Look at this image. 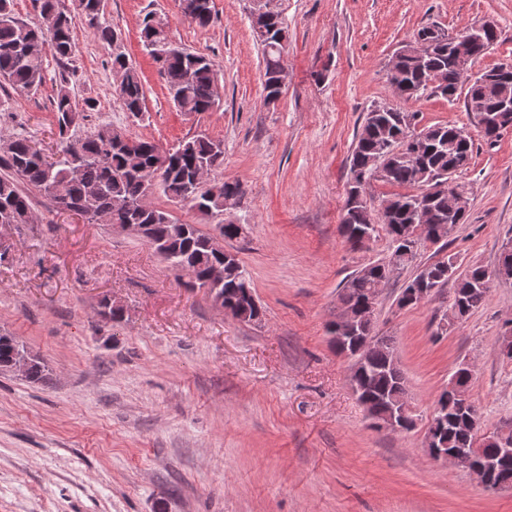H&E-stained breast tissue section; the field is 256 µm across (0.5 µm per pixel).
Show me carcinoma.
Returning a JSON list of instances; mask_svg holds the SVG:
<instances>
[{
    "label": "carcinoma",
    "mask_w": 512,
    "mask_h": 512,
    "mask_svg": "<svg viewBox=\"0 0 512 512\" xmlns=\"http://www.w3.org/2000/svg\"><path fill=\"white\" fill-rule=\"evenodd\" d=\"M191 21L199 27L210 24L213 0H190ZM77 15L82 17L92 33L107 45L118 40L111 20L103 11L102 0H75ZM40 23L29 24L18 19L13 11V0H0V78L21 91H36L45 81L44 55L35 54L31 47L45 41L48 51L60 63L74 54L73 18L62 0H40ZM269 37L260 42L266 103L281 96L277 82L280 66L281 41L288 39V31L278 11L269 8L265 14ZM499 32H486L475 40L471 51L479 60L497 41ZM143 46L160 66L170 98L181 112H207L220 100L218 65L209 57L176 46L168 32L145 19L141 30ZM112 71L118 77L115 92L130 117L138 119L145 110V91L141 74L123 52L111 57ZM495 66L476 76L461 75L455 57L448 48L438 46L430 62L421 65L411 59L395 65L393 81L402 87L413 88L411 98L418 100L434 93L444 98L454 97L466 88V110L483 103L486 110L495 106L482 101V83ZM90 106L72 95L65 79L51 96V107L60 143L59 154L48 159L26 136L12 138L0 155V224H27L32 200L26 189H35L49 196L57 208L80 216L89 211L111 213L114 224H144L148 237L156 243L155 251L178 272L186 274L190 288L211 292L213 288L224 294L225 303L233 316L251 306L254 289L251 280L237 256L224 259L223 240L238 237V228L232 223L216 224L220 237L203 231L197 224H186L174 218L165 209L149 203L160 193L167 200L183 203L203 216L218 215L224 211V194L235 193L241 185L225 181L216 193L194 184L196 170L206 165L214 170L224 165L223 143L206 135H196L162 150L159 144L128 135L110 124L99 125L80 139L72 138L68 114ZM416 113L391 107L383 112L368 111L357 131L356 142L349 161L350 173L364 167L379 151L402 146L415 125ZM427 138L414 158L397 162L387 175L379 180L391 185L407 187L408 193L395 194L383 200L381 209L388 212L382 221L367 205L365 189L349 187L341 233L353 250L361 248L359 241L366 234L373 238L378 224H383L389 237L390 253L386 260L369 263L356 271L342 284L341 312L356 313L372 290L389 280L391 273L412 265L418 252L427 243L436 244L439 238L434 228L440 224L448 230L466 221V214H451L452 195L427 199L423 188L431 179H448V165L467 168L471 164L474 143L465 129L455 125H435L425 128ZM457 256L446 257L424 266L404 288L397 300L413 307L419 301L408 297L413 288L442 289L453 282L451 302L442 319L452 323L457 313L467 315L477 309L488 297L494 273L473 264L466 275L448 278V267ZM224 264V281L218 285L209 282L210 268ZM374 347L368 354L364 368L351 373V383L359 391V400L371 418L387 414L395 402L406 398V384L401 372L392 339L374 335ZM25 353L14 338L0 335V366L11 363ZM431 432L440 448H470L475 434L457 407L454 393L443 391L431 418ZM478 461L493 460L497 480L512 482V455H504L497 444L486 442L477 451Z\"/></svg>",
    "instance_id": "carcinoma-1"
}]
</instances>
